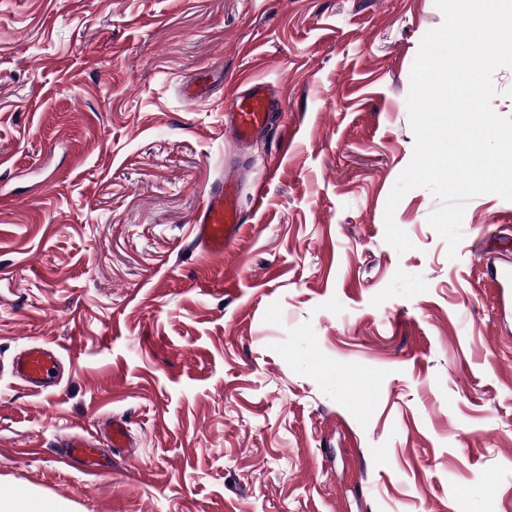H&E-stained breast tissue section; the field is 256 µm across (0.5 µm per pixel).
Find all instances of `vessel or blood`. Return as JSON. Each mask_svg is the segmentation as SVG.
<instances>
[{
    "label": "vessel or blood",
    "instance_id": "obj_1",
    "mask_svg": "<svg viewBox=\"0 0 512 512\" xmlns=\"http://www.w3.org/2000/svg\"><path fill=\"white\" fill-rule=\"evenodd\" d=\"M235 138L244 142L267 122L270 110V90L267 85L254 83L245 91L236 92L224 101ZM241 227L234 190L230 184L216 182L202 190V205L198 210L191 232L193 242L207 254L223 255L225 248L237 236ZM498 294L503 312L512 311V263L495 267L488 282ZM59 359L51 346L44 343L29 345L17 354L11 364L12 374L21 378L35 393L56 386ZM128 441L127 427L122 419L109 422L103 439L69 436L62 440V464L80 462L88 474H96L98 460L107 449L120 448Z\"/></svg>",
    "mask_w": 512,
    "mask_h": 512
}]
</instances>
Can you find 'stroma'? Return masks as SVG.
Listing matches in <instances>:
<instances>
[{"label": "stroma", "mask_w": 512, "mask_h": 512, "mask_svg": "<svg viewBox=\"0 0 512 512\" xmlns=\"http://www.w3.org/2000/svg\"><path fill=\"white\" fill-rule=\"evenodd\" d=\"M435 0H0V363L46 342L49 393L0 376V491L69 512H512V201L456 258L416 188L406 97ZM267 127L225 131L237 82ZM243 180L223 256L201 190ZM262 187V205L254 203ZM123 418L97 478L64 434ZM486 286L495 288L504 314L512 309V263L508 261L495 267Z\"/></svg>", "instance_id": "35a3bbf8"}]
</instances>
